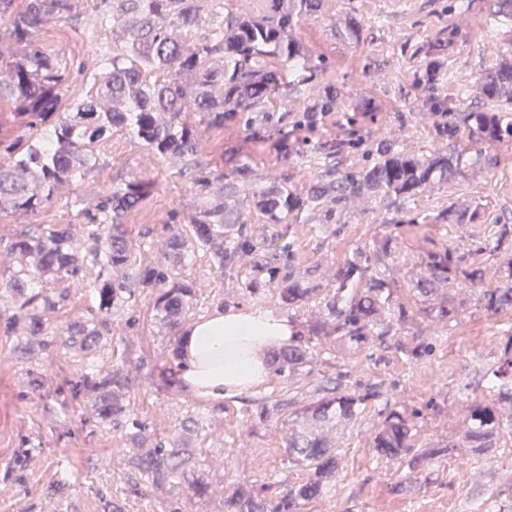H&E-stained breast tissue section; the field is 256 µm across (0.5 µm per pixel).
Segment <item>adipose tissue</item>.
<instances>
[{"label": "adipose tissue", "instance_id": "ef3b65f1", "mask_svg": "<svg viewBox=\"0 0 512 512\" xmlns=\"http://www.w3.org/2000/svg\"><path fill=\"white\" fill-rule=\"evenodd\" d=\"M297 330L288 316L262 310H217L193 320L182 341L185 391L205 399L255 391L269 376L264 350L287 345Z\"/></svg>", "mask_w": 512, "mask_h": 512}]
</instances>
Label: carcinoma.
<instances>
[{
  "label": "carcinoma",
  "instance_id": "obj_1",
  "mask_svg": "<svg viewBox=\"0 0 512 512\" xmlns=\"http://www.w3.org/2000/svg\"><path fill=\"white\" fill-rule=\"evenodd\" d=\"M0 0V100L11 102L13 122L28 130L22 149L10 148L0 158V217L34 215L57 199L64 188L80 186L102 167L103 146L121 131L136 139L148 154L173 164L178 172L200 166L196 157L200 129L237 122L245 139L262 141L272 127L292 123L314 130L336 111L342 92L328 78V63L303 43L298 29L305 17L319 13L322 0H260L259 9L226 8V0H112L101 23L112 27V55L93 72L86 92L68 97V76L56 58L43 52L34 35L51 18L68 16L74 0ZM457 30L440 32L409 55L416 83L429 92L435 132L448 141V152L409 156L396 141L380 138L367 144L370 162L360 170L340 167L349 141H317L310 163L317 167L308 187L296 192L288 178L260 184L242 164L226 171L203 168L199 182L212 200L196 205L190 225L169 221L160 247L135 245L126 235L124 215L150 191L133 179L107 189L90 188L74 199L90 228L74 224H27L16 234L0 266V328L11 336L39 338L75 359L77 370L67 381L69 398L85 405L92 432L123 434L128 448H140L151 437L146 423L131 417L130 390L147 359L135 341L123 340L122 363L102 371L96 355L112 349V315L143 293L153 296V319L173 331L197 306L196 283L181 276L197 254L219 271H236L241 287L261 298L263 278L278 281L279 299L290 309L314 303L317 315L305 339L296 338L271 356L281 379L276 391L244 399V411L261 422L288 419V449L310 466L301 480L288 484L275 498L240 483L224 496V512H301L303 506L329 495L342 457L339 434L353 427L367 407L380 405L369 447L376 458L407 461L421 472L448 452L449 445L415 448L411 412L393 401L386 380L350 383V371L322 374L310 387L311 402L300 404V376L341 359L349 365L385 359L380 350L405 326L455 327L463 322V291L477 295L488 314L512 311V225L498 224L488 237L470 233L479 219L475 210L455 206L440 221L468 235L471 248L427 254L428 260L407 288L422 296L421 306L402 300L396 256L389 240L375 239L356 248L325 282L315 270L299 267L298 227L309 224L324 232L349 212L375 200L390 209L426 187H442L465 176L469 161L460 148L464 139L483 144L512 138V59L495 61L481 81L484 110L462 112L436 93L444 79L440 56L453 45ZM161 72V80H147ZM309 92L301 113L275 115L273 101ZM257 209L269 224L282 225L279 245L258 250L246 233L243 212ZM251 255L246 266L241 254ZM481 253L501 259L487 266L474 259ZM91 289L96 312L70 321L65 338L56 340L55 318L67 309L71 287ZM329 339L328 357L310 347L312 338ZM411 361L430 355L433 344L391 346ZM504 361L487 375L484 390L494 400L473 401L460 427L457 448H496L512 435V336ZM23 386L44 385L40 368H21ZM33 449L24 448L5 470L3 480H22ZM125 465L133 487L169 486L191 489L204 504L211 482L197 468L193 450L172 438L159 440L145 454Z\"/></svg>",
  "mask_w": 512,
  "mask_h": 512
}]
</instances>
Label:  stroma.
<instances>
[{
    "label": "stroma",
    "instance_id": "35a3bbf8",
    "mask_svg": "<svg viewBox=\"0 0 512 512\" xmlns=\"http://www.w3.org/2000/svg\"><path fill=\"white\" fill-rule=\"evenodd\" d=\"M462 0H323L318 16L303 19L299 34L314 55L324 57L331 76L346 91L339 111L329 113L315 131L284 127L273 132L265 143L247 141L237 123L202 130L198 139V159L211 163L233 161L250 165L260 182L287 179L292 189L305 190L309 169L304 162L308 143L347 137H388L400 149L424 156L447 151L448 144L435 136L434 117L429 112L428 95L416 86L407 55L401 46L410 35L431 39L439 30L456 25L459 33L444 66L451 77L441 92L455 97L459 85H466L467 109L480 102L479 76L502 54L512 50V23L489 17V0H472L461 11ZM105 0H77L71 14L52 19L40 28L35 39L41 49L59 57L69 76L70 93L82 95L101 59L112 53V32L101 27L99 17ZM369 27L367 38L350 36V19ZM370 100L373 110L361 118L355 129L345 124V108L356 101ZM488 153L498 163L487 169L469 168L464 180L445 189H426L403 201L398 225L383 224L378 204L364 212L341 218L336 232L301 228L300 261L303 266L319 265L323 278H332L345 257L366 242L389 237L390 247L401 259L403 279L424 267L427 254L459 246L456 233L438 222V214L448 206L478 210L474 229L484 232L499 217L512 216V140L491 143ZM104 165L95 173V186L111 185L113 178L139 179L154 188L124 218L128 238L133 243L162 241L167 235L170 214H178L189 224L193 207L205 193L196 170L176 173L159 159L147 156L134 138L114 133L104 150ZM73 191L63 190L56 201L28 219L0 220V251L13 239L23 223L85 224L86 218L73 206ZM427 225L429 240L410 233L408 222ZM184 277L195 281L199 292L195 308L202 315L228 306L253 308L248 293L234 277L218 272L204 258L187 262ZM462 326L436 332L406 328L404 342L417 334L431 339V355L417 362L388 353L379 364L366 363L352 371L355 379L384 377L394 384L401 403L421 409L416 419L418 445L447 444L449 451L427 470L416 491L404 495L398 483L409 480L410 472L396 460L375 461L369 446L373 431L371 415L348 429L340 440L343 468L336 488L322 502L308 505L306 512H512V440L488 451L457 447V419L469 397L482 396L478 382L482 369H495L502 362L503 348L512 336V311L487 314L475 296H467ZM112 353L100 356V368L120 356L122 338L140 343L150 365L157 370L179 369L173 351L180 347L183 332H161L152 319L148 298L137 297L112 317ZM20 341L0 333V473L22 442L36 450L23 481L0 490V512H103V501L117 503L122 512H169L176 498L168 487H141L133 491L124 459L128 454L121 433L100 437L91 431L80 408L66 412L61 427L43 420V396L27 391L21 383ZM470 392H463V385ZM240 399L205 400L185 391L158 390L147 379H139L132 393L130 412L148 423L153 439L179 435L197 451V460L214 490L206 506L185 504L183 512H224L228 487L241 480L254 484L281 474L304 477L307 467L292 464L288 456L287 420L261 424L242 412ZM207 410L210 419L200 431H187L183 422L188 411ZM69 484L63 496L53 489L61 477Z\"/></svg>",
    "mask_w": 512,
    "mask_h": 512
}]
</instances>
